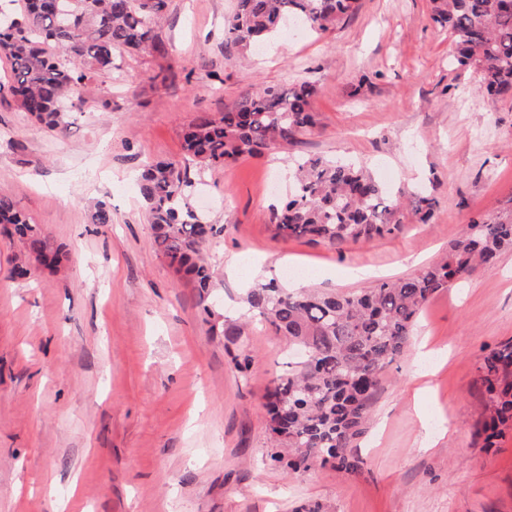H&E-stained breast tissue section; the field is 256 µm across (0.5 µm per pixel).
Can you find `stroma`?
Masks as SVG:
<instances>
[{
    "label": "stroma",
    "mask_w": 512,
    "mask_h": 512,
    "mask_svg": "<svg viewBox=\"0 0 512 512\" xmlns=\"http://www.w3.org/2000/svg\"><path fill=\"white\" fill-rule=\"evenodd\" d=\"M235 0H170L166 57L114 54L89 109L62 134L0 92V190L66 255L15 266L0 233V512H512V430L473 437L484 346L512 340V252L434 294L419 332L385 371L350 476L317 464L292 478L270 457L263 408L288 343L261 324L213 335L204 303L153 246L137 180L180 161L181 128L242 97L300 79L315 126L296 142L194 173L212 224L214 301L244 312L253 284L353 292L369 273L407 277L442 260L472 219L512 203V104L451 66L430 0H361L335 30L287 25L259 50L227 45ZM366 163L390 190L437 202L432 223L333 249L276 238L271 209L292 156ZM106 202L112 222L92 221Z\"/></svg>",
    "instance_id": "obj_1"
}]
</instances>
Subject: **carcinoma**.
I'll use <instances>...</instances> for the list:
<instances>
[{"mask_svg":"<svg viewBox=\"0 0 512 512\" xmlns=\"http://www.w3.org/2000/svg\"><path fill=\"white\" fill-rule=\"evenodd\" d=\"M0 0V50L10 65L7 90L30 118L63 133L74 112L84 111L87 83L112 73L114 51L149 47L166 53L156 27L169 0ZM431 20L456 44L454 64L472 70L477 88L512 102V0H431ZM360 0H236L226 41L250 47L277 35L289 22L324 34L355 14ZM314 82L246 96L220 116L201 115L182 130L184 161H158L140 173L153 244L176 274L210 296L215 272L206 261L213 226L190 202L191 171L227 166L270 144L293 142L314 125ZM294 187L271 224L283 240L305 238L336 247L393 235L406 206L421 223L435 215L428 196L392 195L362 164L338 158L293 161ZM0 225L18 235L28 257L57 268L63 257L49 239L0 192ZM512 251V206L474 219L451 244L448 256L416 275L376 281L354 292L281 287L271 279L248 290L251 314L303 356L288 363L266 393L271 457L288 473L307 472L316 461L346 474L361 470L351 454L364 434L385 369L413 335L424 304L436 292L481 268H496ZM211 329L241 333L210 307ZM483 394L476 435L492 448L512 426V341L488 349L477 367Z\"/></svg>","mask_w":512,"mask_h":512,"instance_id":"carcinoma-1","label":"carcinoma"}]
</instances>
